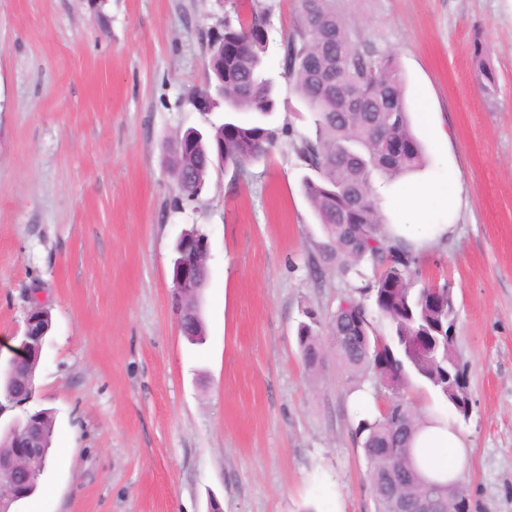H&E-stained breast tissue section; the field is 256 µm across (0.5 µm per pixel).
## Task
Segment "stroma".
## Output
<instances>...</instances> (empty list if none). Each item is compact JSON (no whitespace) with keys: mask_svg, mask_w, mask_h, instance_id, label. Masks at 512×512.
Listing matches in <instances>:
<instances>
[{"mask_svg":"<svg viewBox=\"0 0 512 512\" xmlns=\"http://www.w3.org/2000/svg\"><path fill=\"white\" fill-rule=\"evenodd\" d=\"M258 2L275 74L297 0ZM342 7L397 59L424 178L458 194L453 214L432 213L453 230L416 251L418 283L454 291L471 512H512V0ZM229 13L227 0H0V364L31 292L52 315L31 407L55 415L53 459L19 512H208L213 499L223 512H375L355 430L387 393L348 377L333 348L313 371L299 355L303 310L329 320L352 288L310 272L325 236L291 140L242 172L212 169L196 203L173 204L176 138L224 120L191 96L206 33ZM278 87V122L313 135ZM193 226L211 248L200 344L171 294L173 245Z\"/></svg>","mask_w":512,"mask_h":512,"instance_id":"35a3bbf8","label":"stroma"}]
</instances>
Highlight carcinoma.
<instances>
[{
	"instance_id": "carcinoma-1",
	"label": "carcinoma",
	"mask_w": 512,
	"mask_h": 512,
	"mask_svg": "<svg viewBox=\"0 0 512 512\" xmlns=\"http://www.w3.org/2000/svg\"><path fill=\"white\" fill-rule=\"evenodd\" d=\"M232 12L236 22H224V60L206 58L209 85L224 83L220 103L231 107L230 114L205 134L189 131L176 139L173 171L181 201L199 198L219 151H224V168L241 172L294 134L289 125L275 123L277 82L267 69L268 9L255 5L243 15L234 0ZM473 55L485 79L481 89L491 95L495 80L485 66L482 43H475ZM279 68V76L293 85L314 116L315 136H301L296 145L299 160L309 171L302 191L326 237L310 260L311 272L318 276L332 269L349 283L362 281L356 290L373 297L390 327L387 336L374 334L366 308L349 295L328 322L317 317L299 324L300 357L305 368L314 370L324 360L322 335L348 336L347 344L336 346L344 369L353 378L371 373L391 391L385 411L373 420H361L357 434L371 462L375 512H392L395 501L382 482L383 474L397 475L405 461L418 469L411 448L418 422L405 388L420 379L458 414L456 400L448 395V374L466 375L454 343L447 341L456 318L453 289L446 282L438 294L429 285L414 289L417 268L412 249L384 232L387 218L378 187L420 170L425 165L424 148L411 127L405 78L395 56L364 37L337 8L336 0H298L293 31L281 43ZM366 263L372 266L370 278L363 271ZM178 307L181 333L190 339L203 336L199 296L182 294ZM41 351L40 345L28 347L20 361L10 363L3 387L6 401L34 398ZM54 425V413L48 409L30 411L21 421V427H30L31 441L42 454L14 476L18 503L38 488ZM16 445L12 426L0 437V456L13 455ZM431 488L439 498L455 497L460 512H470L467 490L458 481L403 477L398 496L412 505Z\"/></svg>"
}]
</instances>
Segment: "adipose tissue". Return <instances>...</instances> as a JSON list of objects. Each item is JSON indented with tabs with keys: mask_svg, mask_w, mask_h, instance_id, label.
<instances>
[{
	"mask_svg": "<svg viewBox=\"0 0 512 512\" xmlns=\"http://www.w3.org/2000/svg\"><path fill=\"white\" fill-rule=\"evenodd\" d=\"M429 188V183L409 180L392 189L393 195L406 204L413 221L390 225L389 231L415 249L447 237L451 230L450 225L427 222L422 197ZM413 446L419 467L427 479L455 481L469 465L464 439L443 413L427 411L425 424L415 435Z\"/></svg>",
	"mask_w": 512,
	"mask_h": 512,
	"instance_id": "adipose-tissue-1",
	"label": "adipose tissue"
}]
</instances>
